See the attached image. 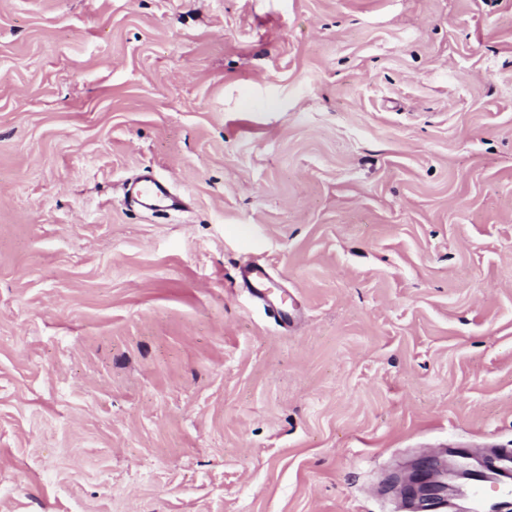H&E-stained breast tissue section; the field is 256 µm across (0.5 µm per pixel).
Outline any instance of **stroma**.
Returning a JSON list of instances; mask_svg holds the SVG:
<instances>
[{
  "mask_svg": "<svg viewBox=\"0 0 512 512\" xmlns=\"http://www.w3.org/2000/svg\"><path fill=\"white\" fill-rule=\"evenodd\" d=\"M498 448L512 0H0V512H406ZM136 195L143 207L150 210H169L177 205L166 182L146 179L136 188ZM242 277L250 292L269 303L274 312L275 319H277L280 324L289 325L291 323V317L288 312L283 308L277 307L276 304L270 300L271 292L268 287L270 279L263 265L256 261L246 263L242 268Z\"/></svg>",
  "mask_w": 512,
  "mask_h": 512,
  "instance_id": "1",
  "label": "stroma"
}]
</instances>
